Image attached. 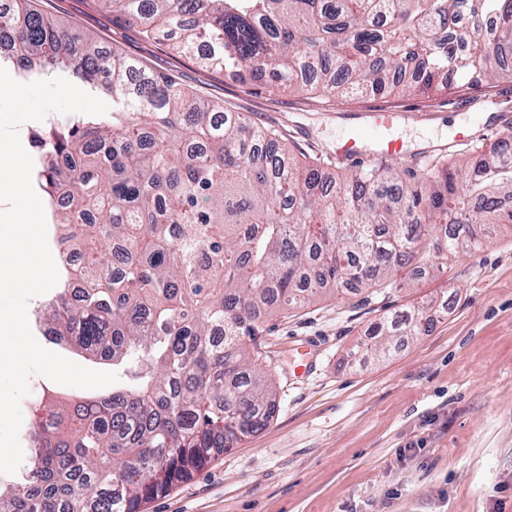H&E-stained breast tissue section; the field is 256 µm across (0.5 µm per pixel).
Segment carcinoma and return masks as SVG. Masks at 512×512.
<instances>
[{"instance_id": "obj_1", "label": "carcinoma", "mask_w": 512, "mask_h": 512, "mask_svg": "<svg viewBox=\"0 0 512 512\" xmlns=\"http://www.w3.org/2000/svg\"><path fill=\"white\" fill-rule=\"evenodd\" d=\"M203 66L330 100L418 95L512 78V0H103ZM0 64L65 71L112 111L32 128L34 178L71 271L48 331L133 385L73 409L48 400L0 512H142L270 421L275 391L246 343L306 295L399 288L512 229V134L462 172L359 166L327 182L281 135L137 59L0 5ZM425 307L406 334L428 331Z\"/></svg>"}]
</instances>
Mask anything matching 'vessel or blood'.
Wrapping results in <instances>:
<instances>
[{
	"label": "vessel or blood",
	"mask_w": 512,
	"mask_h": 512,
	"mask_svg": "<svg viewBox=\"0 0 512 512\" xmlns=\"http://www.w3.org/2000/svg\"><path fill=\"white\" fill-rule=\"evenodd\" d=\"M399 120L398 113L386 108L370 109L365 125L355 128L348 136L336 145L335 154L338 159L350 160L364 152L366 140H373L376 149L375 156L392 158L402 152V144L393 135V130Z\"/></svg>",
	"instance_id": "1"
}]
</instances>
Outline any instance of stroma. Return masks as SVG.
<instances>
[{
    "instance_id": "obj_1",
    "label": "stroma",
    "mask_w": 512,
    "mask_h": 512,
    "mask_svg": "<svg viewBox=\"0 0 512 512\" xmlns=\"http://www.w3.org/2000/svg\"><path fill=\"white\" fill-rule=\"evenodd\" d=\"M43 15L97 39L107 51L140 59L184 88L279 130L288 150L325 160L331 176L354 163L331 160L338 139L371 108L404 112L397 127L405 165L446 157L461 166L474 146L501 138L512 113V79L493 92L458 89L429 101L410 97L333 102L238 83L204 71L165 39L147 41L103 0H33ZM483 113L488 130L453 144L457 127ZM54 292L27 307L46 349L102 370L47 331ZM431 305L423 336L390 337L387 352L358 353L379 323ZM257 361L277 390L266 427L216 456L192 480L152 500L146 512H512V232L450 260L410 287L317 295L269 316ZM22 426L43 415L40 399L101 396L32 376Z\"/></svg>"
}]
</instances>
